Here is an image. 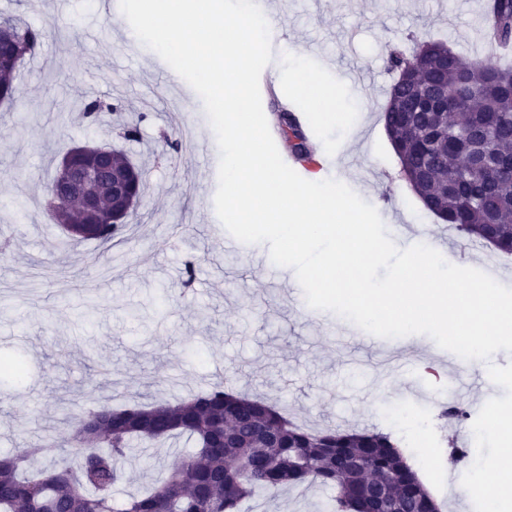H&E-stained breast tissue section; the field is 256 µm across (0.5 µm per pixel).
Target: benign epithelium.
I'll use <instances>...</instances> for the list:
<instances>
[{"mask_svg":"<svg viewBox=\"0 0 512 512\" xmlns=\"http://www.w3.org/2000/svg\"><path fill=\"white\" fill-rule=\"evenodd\" d=\"M112 151L95 144L76 145L58 162L50 184L52 215L60 218L63 204L72 203L96 224L117 228L128 212L139 204L137 182L139 172L107 173L102 163Z\"/></svg>","mask_w":512,"mask_h":512,"instance_id":"7a95c632","label":"benign epithelium"}]
</instances>
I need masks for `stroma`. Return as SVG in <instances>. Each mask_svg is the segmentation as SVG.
<instances>
[{
	"label": "stroma",
	"instance_id": "35a3bbf8",
	"mask_svg": "<svg viewBox=\"0 0 512 512\" xmlns=\"http://www.w3.org/2000/svg\"><path fill=\"white\" fill-rule=\"evenodd\" d=\"M484 3L271 0L288 44L305 63L320 59L321 80L340 88L347 120L313 110L286 56L273 73L276 94L263 96L262 107L277 97L297 105L318 165H332L333 179L397 227V247L408 248L418 232L447 238L464 248L468 267L512 287V257L465 241L423 207L380 120L398 77L388 53L440 39L478 56ZM1 15L43 29L45 40L20 67L13 103L0 106V358L25 366L22 377L0 378V457L46 438L66 445L69 418L82 410L172 402L224 382L313 429L392 433L442 512H475L448 477V441L474 447L471 424L422 414L416 396L433 382L422 358L444 359L447 350L425 335L362 347L356 325L307 305L294 270L275 265L268 244L227 247L231 235L214 207L220 154L203 103L188 107L173 95L123 13L107 16L100 0H0ZM89 98L113 108L83 117ZM128 125L136 139L124 138ZM203 138L211 142L204 155L196 151ZM174 139L181 151L170 148ZM84 143L123 151L146 170L142 201L109 250L68 241L46 211L59 153ZM421 428L436 446L407 443ZM191 449L179 440L135 451L114 500L166 475ZM334 495L303 484L257 492L241 508L323 512Z\"/></svg>",
	"mask_w": 512,
	"mask_h": 512
}]
</instances>
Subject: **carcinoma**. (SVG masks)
Instances as JSON below:
<instances>
[{
  "mask_svg": "<svg viewBox=\"0 0 512 512\" xmlns=\"http://www.w3.org/2000/svg\"><path fill=\"white\" fill-rule=\"evenodd\" d=\"M0 22L15 34L0 43L2 103L15 92L18 67L8 61L39 46L44 30ZM485 31L512 44V0H493ZM387 63L399 76L382 120L407 183L444 223L512 256V61L465 58L429 41L409 58L390 52ZM439 85L448 87V106L407 125L402 112ZM274 127L298 140L296 161L313 162L303 120L290 105L279 106ZM83 233L106 243L117 230L99 225ZM182 435L195 448L167 477L119 505L112 501L132 449ZM70 444L42 442L0 458V512H239L260 490L306 482L336 490L327 512L377 509L378 490L397 512H441L391 434L308 429L222 382L174 405L85 410Z\"/></svg>",
  "mask_w": 512,
  "mask_h": 512,
  "instance_id": "carcinoma-1",
  "label": "carcinoma"
}]
</instances>
